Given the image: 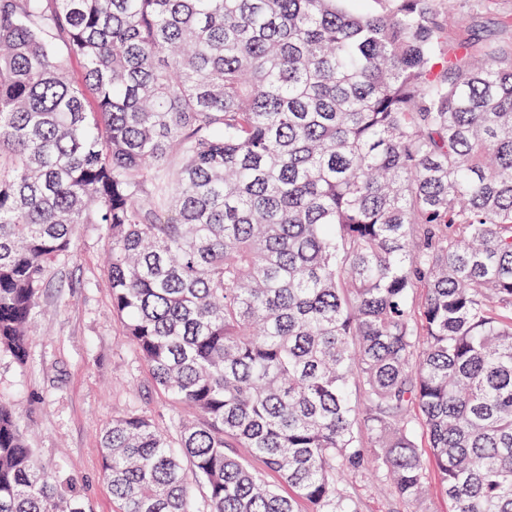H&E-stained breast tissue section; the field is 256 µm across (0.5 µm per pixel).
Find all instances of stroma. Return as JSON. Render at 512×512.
Here are the masks:
<instances>
[{
  "label": "stroma",
  "instance_id": "obj_1",
  "mask_svg": "<svg viewBox=\"0 0 512 512\" xmlns=\"http://www.w3.org/2000/svg\"><path fill=\"white\" fill-rule=\"evenodd\" d=\"M450 11L455 22L449 36L474 38L498 33L512 18V0H452ZM75 249L73 261L52 272L38 300L27 364L0 356V399L13 405L42 469L72 479L91 512H115L101 474L102 428L137 402L161 422L174 406L146 370L132 368L135 350L112 311L95 226L79 229Z\"/></svg>",
  "mask_w": 512,
  "mask_h": 512
}]
</instances>
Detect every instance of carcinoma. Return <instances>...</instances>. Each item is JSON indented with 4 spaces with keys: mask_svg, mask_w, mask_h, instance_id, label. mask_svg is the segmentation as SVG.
<instances>
[{
    "mask_svg": "<svg viewBox=\"0 0 512 512\" xmlns=\"http://www.w3.org/2000/svg\"><path fill=\"white\" fill-rule=\"evenodd\" d=\"M440 4L0 0V355L93 224L192 412L103 430L117 512H361L370 479L418 512L429 470L512 512V23ZM0 512H87L3 401ZM451 1L450 11L456 22L449 28L448 35L454 39L497 34L500 23L506 17L512 18V0Z\"/></svg>",
    "mask_w": 512,
    "mask_h": 512,
    "instance_id": "cac0c4a2",
    "label": "carcinoma"
}]
</instances>
